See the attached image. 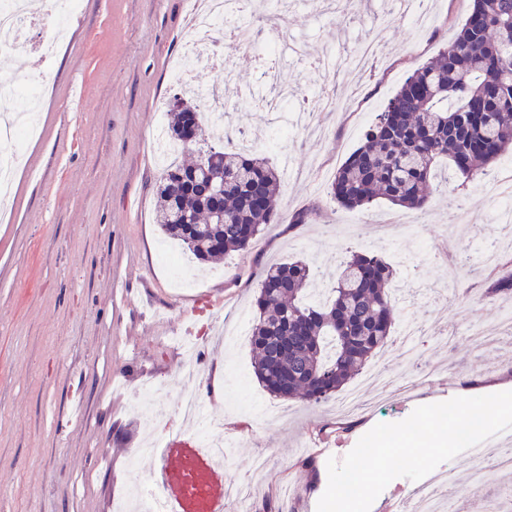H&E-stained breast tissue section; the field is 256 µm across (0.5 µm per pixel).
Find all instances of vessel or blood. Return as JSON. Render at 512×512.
<instances>
[{"label": "vessel or blood", "mask_w": 512, "mask_h": 512, "mask_svg": "<svg viewBox=\"0 0 512 512\" xmlns=\"http://www.w3.org/2000/svg\"><path fill=\"white\" fill-rule=\"evenodd\" d=\"M150 479L162 512H228L232 480L195 435L184 431L168 435L150 467Z\"/></svg>", "instance_id": "b4317fda"}]
</instances>
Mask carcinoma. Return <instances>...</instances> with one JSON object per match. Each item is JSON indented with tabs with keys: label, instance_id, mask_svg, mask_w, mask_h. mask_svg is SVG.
Here are the masks:
<instances>
[{
	"label": "carcinoma",
	"instance_id": "cac0c4a2",
	"mask_svg": "<svg viewBox=\"0 0 512 512\" xmlns=\"http://www.w3.org/2000/svg\"><path fill=\"white\" fill-rule=\"evenodd\" d=\"M170 140L186 151L211 139L195 96H174ZM512 156V0H474L455 38L406 77L397 94L337 169L330 194L338 205L363 208L385 199L408 210L424 208L448 180L488 175ZM225 177L224 196L205 192L209 175ZM278 169L257 151L210 146L190 164L168 166L156 188L161 233L207 262L249 249L268 224H302L275 200ZM224 211L219 223L215 210ZM392 266L378 255L353 253L329 283L331 299L305 300L313 275L303 260L269 265L255 299L250 344L253 372L271 396L317 407L360 376L384 349L395 326ZM486 297H512V272L493 279Z\"/></svg>",
	"mask_w": 512,
	"mask_h": 512
}]
</instances>
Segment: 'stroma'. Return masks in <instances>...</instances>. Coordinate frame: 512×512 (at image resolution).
Masks as SVG:
<instances>
[{
  "label": "stroma",
  "instance_id": "35a3bbf8",
  "mask_svg": "<svg viewBox=\"0 0 512 512\" xmlns=\"http://www.w3.org/2000/svg\"><path fill=\"white\" fill-rule=\"evenodd\" d=\"M316 2L299 0L279 25L308 55L329 53L331 69L317 74L286 52L279 60L299 94L325 89L351 102L346 111L318 113L324 138L298 129L280 135L279 112L254 108L234 120L237 91L264 89L263 60L229 50L226 69L186 66L188 0H80L48 59L38 51L50 29L30 28L27 52L6 70L25 79L36 67L45 88L42 135L25 147L14 185V221L0 224V512H112L114 496L127 488L129 454L149 437L128 397L149 382L165 385L158 401L169 429L181 428L178 407L190 389L222 416L226 470L251 490L230 512H252L266 499L282 512H317L328 460H342L374 425L404 420L420 405L512 391V341L483 350L469 341L512 313L485 298L483 280L453 264L457 256L481 262L489 245L512 243L486 201L487 181H449L447 194H432L420 213L382 199L349 210L328 193L366 127L407 75L447 46L473 0H436L422 30L401 17L377 27L386 0H354L332 16ZM365 41L377 45L371 71L347 69ZM180 69L186 84L209 90L206 114L277 134L262 148L281 171L277 208L307 214L302 224L268 225L248 251L196 271L189 288L161 259L169 242L154 205L162 166L152 134L167 121L165 101L183 90ZM228 69L233 91L222 86ZM459 203L474 216L456 233ZM351 250L393 266L399 319L416 322L418 365L436 375L345 429L335 414L271 397L253 375L247 336L229 347L213 342L210 330L254 319L267 265L301 259L315 276H333ZM448 279L461 286L453 307ZM309 456L315 468L303 466Z\"/></svg>",
  "mask_w": 512,
  "mask_h": 512
}]
</instances>
